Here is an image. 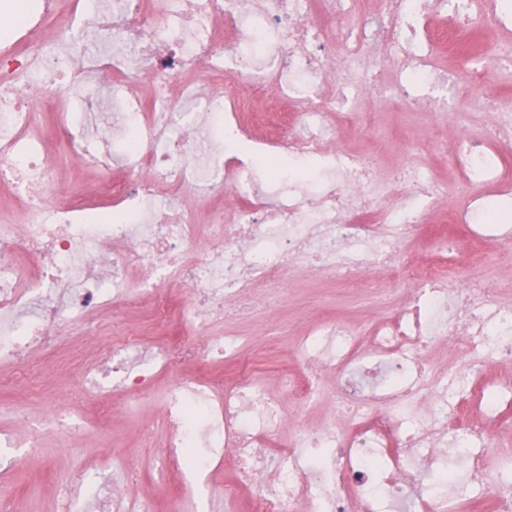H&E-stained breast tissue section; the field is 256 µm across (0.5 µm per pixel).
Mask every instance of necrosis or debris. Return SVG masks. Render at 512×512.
Wrapping results in <instances>:
<instances>
[{
  "label": "necrosis or debris",
  "mask_w": 512,
  "mask_h": 512,
  "mask_svg": "<svg viewBox=\"0 0 512 512\" xmlns=\"http://www.w3.org/2000/svg\"><path fill=\"white\" fill-rule=\"evenodd\" d=\"M0 0V187L13 219L0 224V368L19 370L31 391L32 355L56 349L79 327L91 350L76 354L82 390L125 401L146 395L157 372L171 375L163 399L167 456L161 468L200 473L232 458L253 487L251 512H512V310L492 288L460 285L439 255L398 258L399 245L431 224L440 181L419 162L392 182L395 204L373 191V161L335 146L343 118L368 90L420 94L439 104L445 80L438 48L461 52L471 35L500 42L496 73L512 76V7L507 0ZM396 79L381 80L383 63ZM110 83L112 122L131 141L70 139L97 173L92 192L59 183L43 149L34 93L56 111L81 94L100 109ZM485 134L464 139L457 176L484 186L450 214L476 241L512 244V188L501 180L499 142L512 139V99L482 102ZM224 114V151L198 147L201 130ZM267 131L256 135V122ZM263 156L265 170L255 166ZM319 178L304 187L302 173ZM228 191L229 223L203 224L190 199ZM206 244L204 255L194 247ZM318 274L359 280L372 264L405 286L389 314L356 330L314 326L300 349L305 379L282 375L289 400L317 397L325 369L340 426L280 441L283 406L240 355L246 340L210 335L214 322L248 314L279 290L290 261ZM186 284L187 335L163 340L102 337L99 312L151 297L158 327L170 320L168 286ZM447 343L463 360L440 375L429 350ZM234 361L214 379L186 375L200 356ZM507 365L488 376L486 360ZM111 463L73 474L60 512H112L122 501Z\"/></svg>",
  "instance_id": "necrosis-or-debris-1"
}]
</instances>
